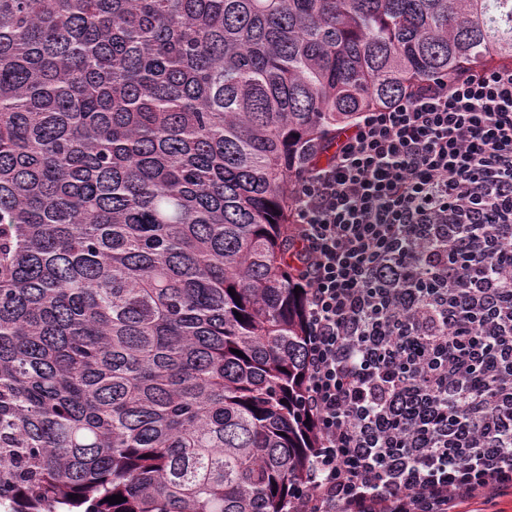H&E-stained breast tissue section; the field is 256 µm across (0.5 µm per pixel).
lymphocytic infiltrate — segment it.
Returning <instances> with one entry per match:
<instances>
[{
    "instance_id": "obj_1",
    "label": "lymphocytic infiltrate",
    "mask_w": 512,
    "mask_h": 512,
    "mask_svg": "<svg viewBox=\"0 0 512 512\" xmlns=\"http://www.w3.org/2000/svg\"><path fill=\"white\" fill-rule=\"evenodd\" d=\"M330 164L299 177L292 249L307 298L306 395L318 446L290 512H459L512 488V425L499 447L440 421L379 427L396 396L460 403L488 355L512 369V309L497 299L512 224V67L459 71L362 113ZM415 257L399 261L405 244Z\"/></svg>"
}]
</instances>
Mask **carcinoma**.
Listing matches in <instances>:
<instances>
[{"label": "carcinoma", "instance_id": "carcinoma-1", "mask_svg": "<svg viewBox=\"0 0 512 512\" xmlns=\"http://www.w3.org/2000/svg\"><path fill=\"white\" fill-rule=\"evenodd\" d=\"M489 65L512 0H0V512H288L298 175Z\"/></svg>", "mask_w": 512, "mask_h": 512}]
</instances>
